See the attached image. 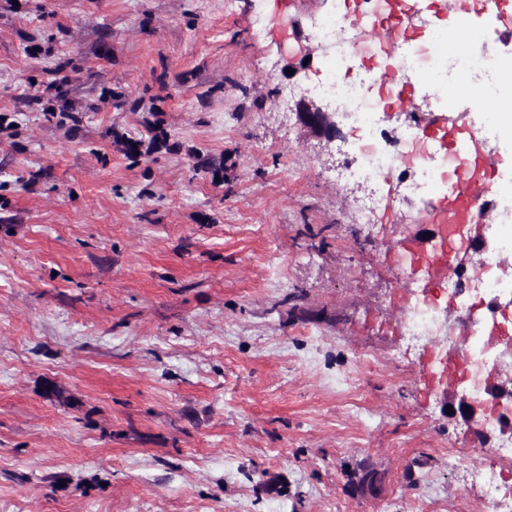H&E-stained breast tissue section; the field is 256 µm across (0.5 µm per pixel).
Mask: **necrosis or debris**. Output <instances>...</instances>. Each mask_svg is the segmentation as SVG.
<instances>
[{"mask_svg": "<svg viewBox=\"0 0 512 512\" xmlns=\"http://www.w3.org/2000/svg\"><path fill=\"white\" fill-rule=\"evenodd\" d=\"M353 4L352 12L339 13L318 29L335 65L317 90L364 134L360 155L344 166L347 178L372 183L395 171L410 194L423 193L437 179L456 188L462 174L475 170L469 155L448 156L440 141L426 137L421 131L425 114H417L399 131L385 128L380 115L393 111L404 79L425 74L439 88L471 84L493 99L512 66L492 55L482 40L456 38L442 49L419 40L408 24L409 18L423 12L418 0H353ZM425 221L438 231L435 249L416 259L428 271L457 255L464 232L433 210Z\"/></svg>", "mask_w": 512, "mask_h": 512, "instance_id": "obj_1", "label": "necrosis or debris"}]
</instances>
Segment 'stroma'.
I'll return each instance as SVG.
<instances>
[{
    "instance_id": "35a3bbf8",
    "label": "stroma",
    "mask_w": 512,
    "mask_h": 512,
    "mask_svg": "<svg viewBox=\"0 0 512 512\" xmlns=\"http://www.w3.org/2000/svg\"><path fill=\"white\" fill-rule=\"evenodd\" d=\"M338 0H0V512H512L403 329L421 204L297 112ZM64 83L65 100L50 88ZM289 99H282L285 89ZM466 268L512 329V136Z\"/></svg>"
}]
</instances>
